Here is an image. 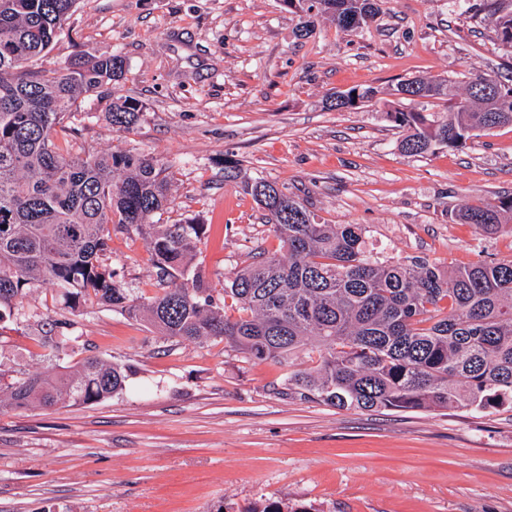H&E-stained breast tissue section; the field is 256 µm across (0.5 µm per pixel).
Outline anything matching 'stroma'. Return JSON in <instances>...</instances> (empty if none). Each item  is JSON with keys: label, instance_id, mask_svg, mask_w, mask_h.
Wrapping results in <instances>:
<instances>
[{"label": "stroma", "instance_id": "obj_1", "mask_svg": "<svg viewBox=\"0 0 512 512\" xmlns=\"http://www.w3.org/2000/svg\"><path fill=\"white\" fill-rule=\"evenodd\" d=\"M359 32L317 17L309 35L279 0H78L33 69L117 52L125 73L65 122L74 151L149 155L170 174L175 224H207L195 261L214 288L255 255L280 254L244 190L262 176L321 223L360 224L367 245L442 268L512 261V233L463 224L462 207L512 195V125L459 149L407 156L387 118L401 80L512 77L486 0H382ZM378 95L336 111L339 92ZM142 105L133 131L111 101ZM239 161V180L224 160ZM104 262L153 295L145 242L112 233ZM32 315L0 334V371H51L97 355L132 367L127 391L87 406L0 412V512H251L273 502L312 512H512V411L337 409L285 395L289 367L249 361L224 342L172 344L143 323L89 307L67 315L32 290ZM72 318L59 361L38 337Z\"/></svg>", "mask_w": 512, "mask_h": 512}]
</instances>
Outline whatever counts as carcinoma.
Listing matches in <instances>:
<instances>
[{
  "label": "carcinoma",
  "mask_w": 512,
  "mask_h": 512,
  "mask_svg": "<svg viewBox=\"0 0 512 512\" xmlns=\"http://www.w3.org/2000/svg\"><path fill=\"white\" fill-rule=\"evenodd\" d=\"M362 25L379 13L377 0H281L314 29L312 11L331 14L336 2ZM77 0H0V332L14 323L35 288H49L70 312L97 304L120 312L177 343L220 339L247 360L289 363L312 340L319 359L288 374V391L340 409H447L477 413L512 409V262H478L444 271L422 258L390 262L366 246L360 224H321L287 191L256 177L244 188L265 212L282 254L258 256L210 287L193 264L207 225L160 224L172 203L166 169L138 154H82L57 143L74 137L66 114L80 97L121 78L117 53H85L43 76L30 64L64 31ZM499 43L512 49V0H494ZM465 93L451 78H408L441 103V112L396 108L398 149L422 156L458 149L476 131L512 124V84L489 78ZM141 104L112 102V126L132 130ZM457 218L485 232L512 231V196L462 208ZM143 239L150 253L152 297L133 295L102 256L110 231ZM232 305L238 316L230 317ZM72 323L38 339L46 356H60L76 337ZM129 368L90 356L56 374L0 371V410L90 405L126 390Z\"/></svg>",
  "instance_id": "1"
}]
</instances>
